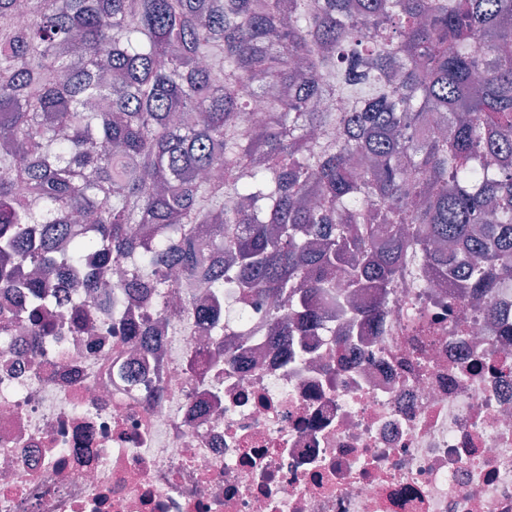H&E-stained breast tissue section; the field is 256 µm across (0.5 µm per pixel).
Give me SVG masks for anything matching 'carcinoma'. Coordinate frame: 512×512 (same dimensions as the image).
I'll return each instance as SVG.
<instances>
[{"label":"carcinoma","mask_w":512,"mask_h":512,"mask_svg":"<svg viewBox=\"0 0 512 512\" xmlns=\"http://www.w3.org/2000/svg\"><path fill=\"white\" fill-rule=\"evenodd\" d=\"M367 87L339 112L324 98ZM267 98L252 127L253 98ZM81 217L86 231L63 233ZM139 253L282 300L317 327L339 272L448 277V303L512 289V0H0V290Z\"/></svg>","instance_id":"obj_1"}]
</instances>
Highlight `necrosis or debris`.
<instances>
[{
  "label": "necrosis or debris",
  "mask_w": 512,
  "mask_h": 512,
  "mask_svg": "<svg viewBox=\"0 0 512 512\" xmlns=\"http://www.w3.org/2000/svg\"><path fill=\"white\" fill-rule=\"evenodd\" d=\"M50 281L33 345L21 267L0 294V512H512L506 312L399 277L337 285L296 347L242 293L180 281L115 309Z\"/></svg>",
  "instance_id": "obj_1"
}]
</instances>
